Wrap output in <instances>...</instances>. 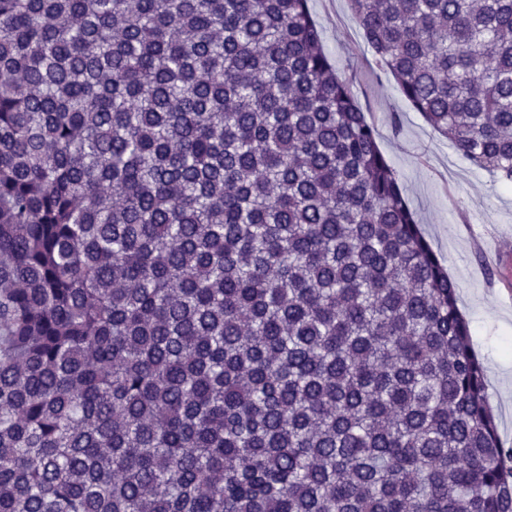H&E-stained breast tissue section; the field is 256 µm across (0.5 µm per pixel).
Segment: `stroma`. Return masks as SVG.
<instances>
[{"mask_svg": "<svg viewBox=\"0 0 512 512\" xmlns=\"http://www.w3.org/2000/svg\"><path fill=\"white\" fill-rule=\"evenodd\" d=\"M322 46L346 79L458 292L502 441L512 446V287L495 251L512 252V187L439 136L377 64L347 0H309Z\"/></svg>", "mask_w": 512, "mask_h": 512, "instance_id": "35a3bbf8", "label": "stroma"}]
</instances>
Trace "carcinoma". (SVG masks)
I'll return each mask as SVG.
<instances>
[{
	"instance_id": "1",
	"label": "carcinoma",
	"mask_w": 512,
	"mask_h": 512,
	"mask_svg": "<svg viewBox=\"0 0 512 512\" xmlns=\"http://www.w3.org/2000/svg\"><path fill=\"white\" fill-rule=\"evenodd\" d=\"M512 185V0H349ZM456 286L308 0H0V512H512Z\"/></svg>"
}]
</instances>
